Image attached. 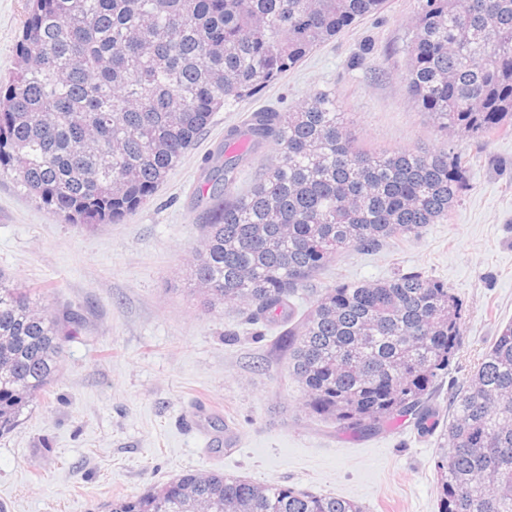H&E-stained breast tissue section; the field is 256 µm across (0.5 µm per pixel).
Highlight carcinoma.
<instances>
[{
	"label": "carcinoma",
	"mask_w": 512,
	"mask_h": 512,
	"mask_svg": "<svg viewBox=\"0 0 512 512\" xmlns=\"http://www.w3.org/2000/svg\"><path fill=\"white\" fill-rule=\"evenodd\" d=\"M383 0H27L23 64L0 89V169L68 224L116 223L165 181L225 104L277 80ZM407 90L441 131L475 142L512 133V0H419ZM274 156L239 192L248 154ZM213 186L188 280L207 310L235 304L249 325L292 316L290 298L327 263L373 253L448 219L469 160L369 152L336 96L261 110L206 158ZM48 286L0 272V437L59 376L73 313ZM461 309L444 283L410 271L338 283L284 331L289 372L313 414L351 433L415 416L448 369ZM436 461L437 512H512V321L498 328L453 403ZM110 512H362L355 501L187 472Z\"/></svg>",
	"instance_id": "obj_1"
}]
</instances>
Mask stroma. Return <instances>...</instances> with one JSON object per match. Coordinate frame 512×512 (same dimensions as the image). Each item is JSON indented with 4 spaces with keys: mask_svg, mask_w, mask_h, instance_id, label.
Instances as JSON below:
<instances>
[{
    "mask_svg": "<svg viewBox=\"0 0 512 512\" xmlns=\"http://www.w3.org/2000/svg\"><path fill=\"white\" fill-rule=\"evenodd\" d=\"M416 11L417 0H385L278 80L225 105L121 223H64L0 172V271L52 285L48 307L80 319L57 380L0 438V512H109L185 472L214 470L347 498L363 512H435L441 432L422 435L407 421L374 434L328 428L288 376L281 328L259 336L238 306L205 310L186 279L204 237L198 175L246 113L291 112L321 90L335 94L365 149L470 154L468 188L448 220L337 258L292 299L300 314L336 283L409 271L447 284L462 304L461 336L431 402L450 414L454 393L512 320V135L478 150L413 102L404 74ZM25 19V0H0V83L22 63ZM199 404L211 410L204 436L179 424ZM228 423L238 433L232 450L211 441Z\"/></svg>",
    "mask_w": 512,
    "mask_h": 512,
    "instance_id": "1",
    "label": "stroma"
}]
</instances>
